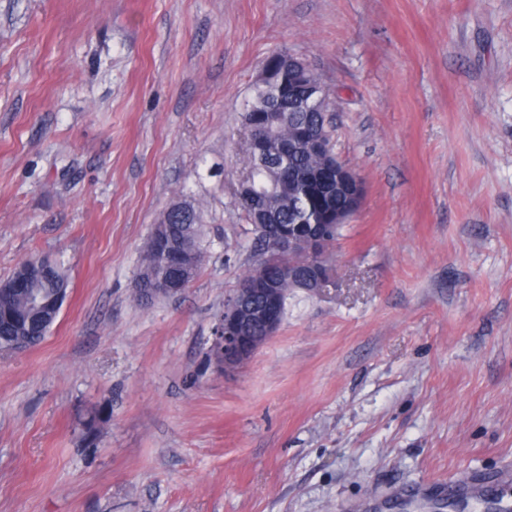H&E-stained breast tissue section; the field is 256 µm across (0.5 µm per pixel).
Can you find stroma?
Segmentation results:
<instances>
[{
  "mask_svg": "<svg viewBox=\"0 0 512 512\" xmlns=\"http://www.w3.org/2000/svg\"><path fill=\"white\" fill-rule=\"evenodd\" d=\"M281 50L364 198L335 287L227 373L242 113ZM178 202L202 268L135 300ZM32 256L68 296L0 349V512H430L456 478L472 512L512 462V0H0V280Z\"/></svg>",
  "mask_w": 512,
  "mask_h": 512,
  "instance_id": "1",
  "label": "stroma"
}]
</instances>
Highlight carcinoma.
<instances>
[{
  "label": "carcinoma",
  "mask_w": 512,
  "mask_h": 512,
  "mask_svg": "<svg viewBox=\"0 0 512 512\" xmlns=\"http://www.w3.org/2000/svg\"><path fill=\"white\" fill-rule=\"evenodd\" d=\"M321 85L322 79L312 70L303 80L294 79L288 71L280 70L273 82L254 83L253 106L243 115L244 122H253V126H245L242 158V172L252 190L237 198L238 207L248 219L259 208L287 228L288 234L318 240V255L310 256L289 251L282 243L253 231L255 241L266 258L243 273L238 287H244L262 273L277 283L283 307L288 303V292L297 289L298 285L297 280L288 275L290 268L303 273L320 261L325 281L336 285L335 270L320 257L326 256L336 243V211L342 205V196L320 193L311 182L327 168L333 149L322 153L298 144L289 152L288 164L284 165L274 159L263 161L257 157L250 148V139L256 136V141L265 146L268 156L273 154L277 144L293 141L301 131L320 134L326 144H332V133L326 123L331 98L329 92L319 91ZM199 236V216L195 209L177 205L164 212L153 225L141 258L137 283L159 282L175 273L192 282L203 261ZM66 287L68 281L55 263L49 265L34 284L38 294L48 303ZM32 315L28 298L5 293L0 295V349L21 343L29 348L44 339L47 328L35 325Z\"/></svg>",
  "instance_id": "1"
}]
</instances>
